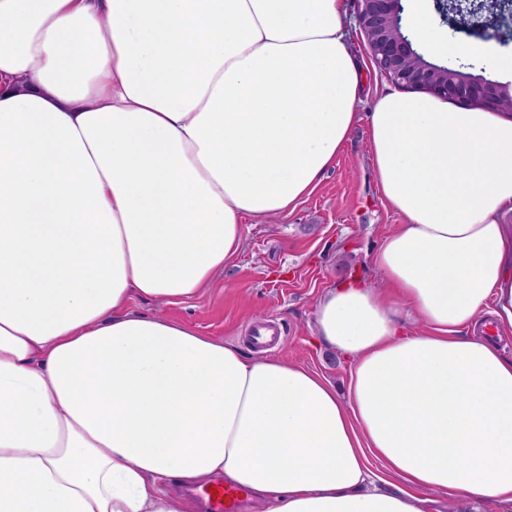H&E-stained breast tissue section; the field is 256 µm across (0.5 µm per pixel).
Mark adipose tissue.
<instances>
[{
    "label": "adipose tissue",
    "instance_id": "adipose-tissue-1",
    "mask_svg": "<svg viewBox=\"0 0 512 512\" xmlns=\"http://www.w3.org/2000/svg\"><path fill=\"white\" fill-rule=\"evenodd\" d=\"M345 0H0V512L512 504V113L368 115L386 286L340 281L319 373L131 309L198 298L357 122ZM216 491L218 492L216 499H213L212 493L209 490L204 491V495L208 498L211 512H235L237 510L240 492L233 489H216ZM224 498H228V501H224ZM238 512H243V510L240 509Z\"/></svg>",
    "mask_w": 512,
    "mask_h": 512
}]
</instances>
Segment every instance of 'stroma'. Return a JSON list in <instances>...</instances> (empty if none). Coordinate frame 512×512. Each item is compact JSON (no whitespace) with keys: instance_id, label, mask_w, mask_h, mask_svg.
Returning <instances> with one entry per match:
<instances>
[{"instance_id":"obj_1","label":"stroma","mask_w":512,"mask_h":512,"mask_svg":"<svg viewBox=\"0 0 512 512\" xmlns=\"http://www.w3.org/2000/svg\"><path fill=\"white\" fill-rule=\"evenodd\" d=\"M443 42L465 45L472 72L484 74L485 54L512 62V41L468 38L440 26ZM350 49L365 72L357 103L359 120L316 191L288 214L245 227L242 247L204 295L176 305L134 300L136 311L176 320L198 334L238 343L258 355L263 328L273 330L274 354L323 375L344 390L349 366L335 353L314 345V308L325 289L349 276L384 282L372 258L383 238L403 218L384 202L371 165L368 114L397 86L381 74L363 37L349 33Z\"/></svg>"}]
</instances>
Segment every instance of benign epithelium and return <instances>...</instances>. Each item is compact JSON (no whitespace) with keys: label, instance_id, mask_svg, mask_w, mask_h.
Wrapping results in <instances>:
<instances>
[{"label":"benign epithelium","instance_id":"obj_1","mask_svg":"<svg viewBox=\"0 0 512 512\" xmlns=\"http://www.w3.org/2000/svg\"><path fill=\"white\" fill-rule=\"evenodd\" d=\"M356 25L366 37L372 60L380 71L405 89L420 90L489 112L512 113V88L476 77L458 68L428 62L403 32L402 0H356ZM442 23L454 32L481 36L492 29L506 35L512 26V0L496 3V21L487 20L485 0H434Z\"/></svg>","mask_w":512,"mask_h":512}]
</instances>
